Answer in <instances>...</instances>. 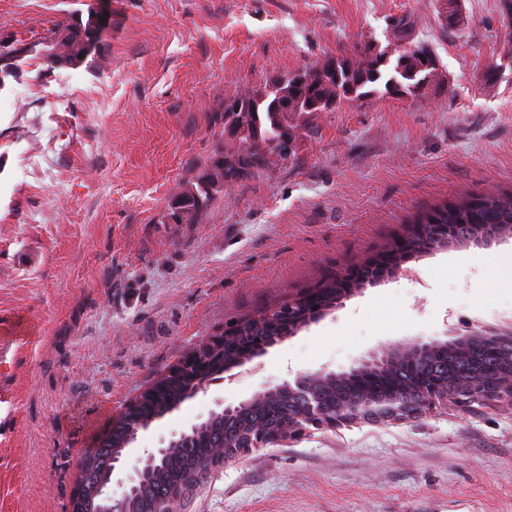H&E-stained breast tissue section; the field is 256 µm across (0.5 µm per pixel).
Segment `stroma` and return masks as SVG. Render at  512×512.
<instances>
[{
  "mask_svg": "<svg viewBox=\"0 0 512 512\" xmlns=\"http://www.w3.org/2000/svg\"><path fill=\"white\" fill-rule=\"evenodd\" d=\"M90 0H0L30 51L0 83V512H68L78 456L145 386L226 329L388 249L420 213L512 191V20L500 0H112L101 53L42 55ZM407 18L435 48L423 95L300 116L289 157L226 181L195 224L157 218L224 153L226 99ZM512 236L410 258L412 276L211 381L138 434L144 449L297 375L341 372L417 337L512 324ZM178 512H512V403H447L403 419L309 427L227 463Z\"/></svg>",
  "mask_w": 512,
  "mask_h": 512,
  "instance_id": "stroma-1",
  "label": "stroma"
}]
</instances>
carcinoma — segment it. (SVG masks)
<instances>
[{
  "label": "carcinoma",
  "mask_w": 512,
  "mask_h": 512,
  "mask_svg": "<svg viewBox=\"0 0 512 512\" xmlns=\"http://www.w3.org/2000/svg\"><path fill=\"white\" fill-rule=\"evenodd\" d=\"M99 35L96 3L89 4L87 13L76 12L64 25L52 31L48 45L43 49L44 58L56 66H76L88 57L86 43ZM405 29H397L394 39L398 51L391 55L385 51L372 52L371 44L355 47L351 57H330L313 71L304 72L306 81L296 83L284 75L266 83L264 90L254 95L237 98L242 111L224 115V121L238 125L236 146L224 151V157L214 160L208 168L206 178H197L185 183L174 196L162 216L165 223L194 224L208 207L213 197L222 191L224 180L232 179L265 163L264 151L280 146L288 127V113L329 112L348 102H357L377 94L417 96L435 79L437 58L433 51L423 45L406 47ZM27 52L24 46L13 45L6 55L0 53V80L11 74L17 59ZM292 103L290 111L282 108V100ZM424 226L430 224H452L459 241L472 237L473 224H505L512 226V193L499 196L472 197L448 202L426 211L414 220ZM278 319L275 326L257 334H246L239 338L229 356H210L191 368L178 384L169 387L147 410L159 420L172 412L184 401L192 398L197 386L198 370H203L208 380L224 373L226 360L245 358L251 354L255 344L265 342L272 336L290 335L288 302L273 307ZM512 350V345L503 349L473 345L464 356L454 353H436L413 363H394L389 376L371 375L359 381L345 380L320 384L318 391L327 410L331 411L343 397L369 392L379 402L368 415L386 411L385 398L392 389L411 388L418 392L429 390L433 382L444 377L460 385H470L480 392L491 394L500 389L509 375V363L502 350ZM300 413V402L286 391L264 396L247 403L232 414L214 412L182 433L150 473L136 485L127 508L136 512H150V505L164 498H171L176 491L187 492L202 487L224 468V464L235 461L252 451L270 443L273 436L288 434V427ZM130 423L122 415L81 453L76 483L86 490V498L94 507L105 508L101 501V488L112 477L114 460L120 458L127 448Z\"/></svg>",
  "instance_id": "carcinoma-1"
}]
</instances>
